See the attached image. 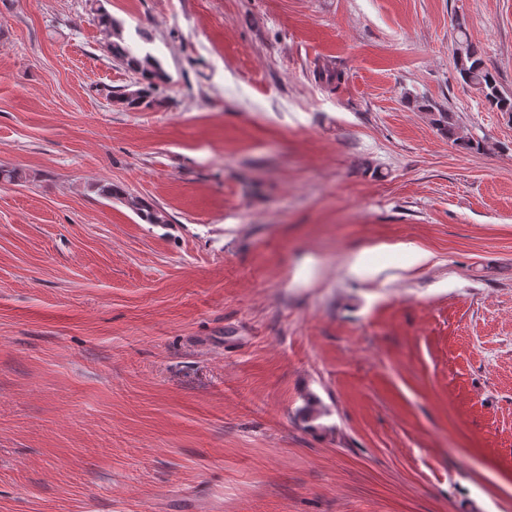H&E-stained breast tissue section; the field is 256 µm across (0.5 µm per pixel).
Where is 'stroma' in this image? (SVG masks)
Instances as JSON below:
<instances>
[{
	"instance_id": "1",
	"label": "stroma",
	"mask_w": 512,
	"mask_h": 512,
	"mask_svg": "<svg viewBox=\"0 0 512 512\" xmlns=\"http://www.w3.org/2000/svg\"><path fill=\"white\" fill-rule=\"evenodd\" d=\"M106 7L162 106L0 0V512H512V113L453 62L512 90V0ZM103 0H87L93 22L104 33V52L135 74L138 80L121 92L107 90L110 98L126 111H144L159 106L160 88L169 80V75L162 64L149 53L140 54L123 36L122 24L113 18L105 7ZM465 24L457 23L455 67L461 81L475 88L491 108L512 112V93L506 91L496 75L487 68L478 49L472 45L465 32ZM424 110L428 112L430 123L442 135L448 137V140L460 142L465 149L481 151L489 146L486 140H474L468 138L462 140L458 133L457 120L452 112H445L434 105H425ZM122 199L129 208L140 215L147 223H168L167 216L162 209L151 206L135 195L126 194L123 195Z\"/></svg>"
}]
</instances>
